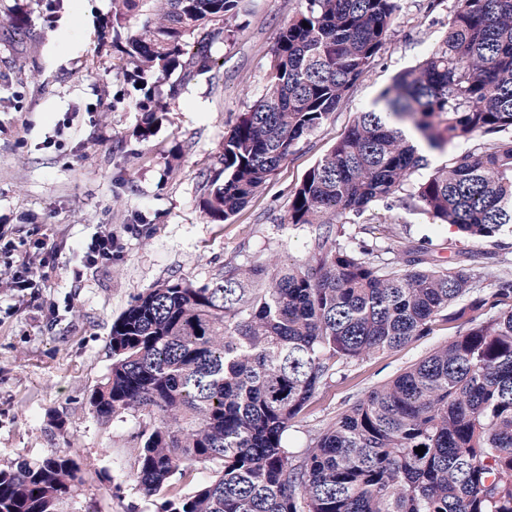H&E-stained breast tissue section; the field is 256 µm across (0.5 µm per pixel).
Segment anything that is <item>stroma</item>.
<instances>
[{
  "mask_svg": "<svg viewBox=\"0 0 512 512\" xmlns=\"http://www.w3.org/2000/svg\"><path fill=\"white\" fill-rule=\"evenodd\" d=\"M299 6L243 0L213 47L223 66L170 101L144 140L136 104L149 91L117 73L100 39L112 0H0V230L16 238L35 229L55 244L54 254H39L40 275L25 298L0 288V468L21 456L73 458L86 473L74 512L155 510L130 477L137 420L102 425L88 409L111 363L113 320L167 279L205 284L231 267L304 260L327 228L286 222L295 188L356 112L446 31L452 0H400L382 51L328 123L294 147L235 217L211 221L201 202L224 137L260 96L277 37ZM16 15L23 28L11 26ZM384 220L393 238H374L369 224ZM100 224L117 234L118 252L111 265L87 269L75 246ZM344 230L345 244L386 248L390 261L406 241L429 260L472 267L485 287L512 275L510 233L475 246L454 226L397 203L349 217ZM453 335L442 326L339 368L289 427L288 451L303 455L342 411ZM56 415L64 428L51 426Z\"/></svg>",
  "mask_w": 512,
  "mask_h": 512,
  "instance_id": "stroma-1",
  "label": "stroma"
}]
</instances>
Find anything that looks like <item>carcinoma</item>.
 Wrapping results in <instances>:
<instances>
[{"mask_svg": "<svg viewBox=\"0 0 512 512\" xmlns=\"http://www.w3.org/2000/svg\"><path fill=\"white\" fill-rule=\"evenodd\" d=\"M282 28L261 96L224 137L223 182L202 209L227 221L298 142L324 126L381 51L400 0H301ZM241 0H112L114 68L150 73L176 99L217 64L214 43ZM134 18L140 20L130 26ZM146 112L141 137L163 120ZM428 151L430 167L400 125ZM474 244L512 232V0H454L448 29L395 75L308 171L290 224H345L394 197ZM327 231L305 260L229 268L197 285L139 293L108 336L112 363L91 394L102 424L141 419L132 479L158 512H512V279L491 288L457 262H428ZM461 327L364 394L300 459L284 435L335 370ZM423 446V454L415 448ZM208 476L190 493L175 478ZM85 477L74 459L0 468V512H68Z\"/></svg>", "mask_w": 512, "mask_h": 512, "instance_id": "cac0c4a2", "label": "carcinoma"}]
</instances>
